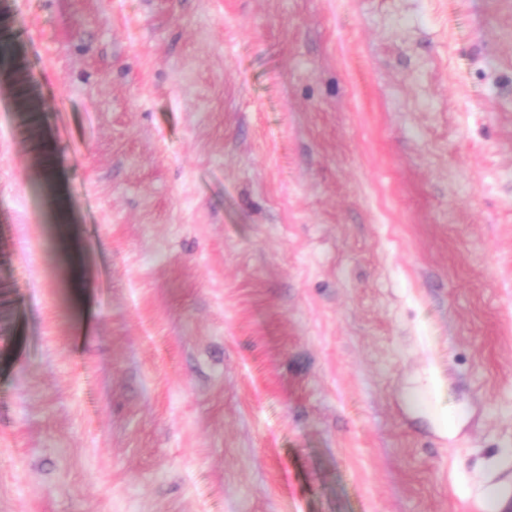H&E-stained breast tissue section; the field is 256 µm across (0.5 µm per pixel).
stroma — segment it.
Wrapping results in <instances>:
<instances>
[{
	"label": "stroma",
	"mask_w": 512,
	"mask_h": 512,
	"mask_svg": "<svg viewBox=\"0 0 512 512\" xmlns=\"http://www.w3.org/2000/svg\"><path fill=\"white\" fill-rule=\"evenodd\" d=\"M0 512H512V0H0Z\"/></svg>",
	"instance_id": "35a3bbf8"
}]
</instances>
